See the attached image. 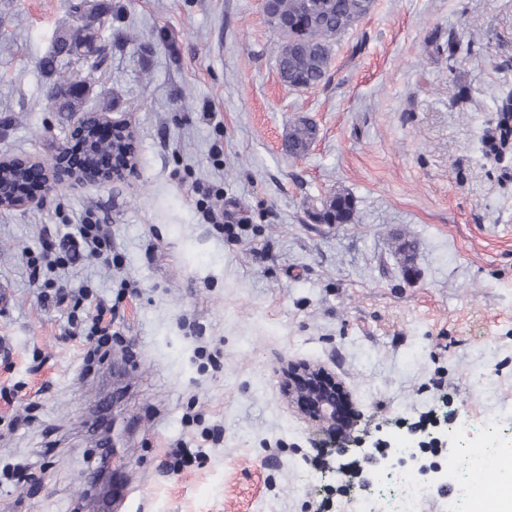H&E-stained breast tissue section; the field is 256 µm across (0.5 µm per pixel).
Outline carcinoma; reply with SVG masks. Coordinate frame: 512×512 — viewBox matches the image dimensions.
I'll list each match as a JSON object with an SVG mask.
<instances>
[{"instance_id": "1", "label": "carcinoma", "mask_w": 512, "mask_h": 512, "mask_svg": "<svg viewBox=\"0 0 512 512\" xmlns=\"http://www.w3.org/2000/svg\"><path fill=\"white\" fill-rule=\"evenodd\" d=\"M374 0H276L269 24L282 37L278 52L280 74L288 75L293 88L319 85L328 71L334 46L339 39L357 27L373 9ZM82 24L58 37L54 55L44 61V67L55 76L49 101L57 112H77L82 104L84 80L65 70L57 69V60H75L87 67V75L99 69V59L92 47L103 26L101 14L79 0L74 5ZM314 130L306 124L291 128L288 149L294 154L307 151ZM326 224H351L355 219L353 199L343 193L329 197L319 212Z\"/></svg>"}]
</instances>
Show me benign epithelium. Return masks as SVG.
Segmentation results:
<instances>
[{
  "mask_svg": "<svg viewBox=\"0 0 512 512\" xmlns=\"http://www.w3.org/2000/svg\"><path fill=\"white\" fill-rule=\"evenodd\" d=\"M111 130L112 157L103 162L94 156V139L101 128ZM40 173L45 193L61 184L95 183L108 185L124 182L137 174L136 138L131 121L125 117H109L101 112L77 113L69 140L56 146L51 160L44 162L31 157L0 158V209H14L42 202L39 197L18 193V186L6 175L27 179ZM283 385L288 399L300 405L301 412L311 421L327 428L334 436L347 439L349 423L344 421L341 398L342 386L330 380L324 369L307 364H291L284 371Z\"/></svg>",
  "mask_w": 512,
  "mask_h": 512,
  "instance_id": "obj_1",
  "label": "benign epithelium"
}]
</instances>
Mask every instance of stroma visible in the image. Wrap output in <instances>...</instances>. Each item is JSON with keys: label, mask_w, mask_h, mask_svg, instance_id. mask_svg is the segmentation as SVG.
I'll use <instances>...</instances> for the list:
<instances>
[{"label": "stroma", "mask_w": 512, "mask_h": 512, "mask_svg": "<svg viewBox=\"0 0 512 512\" xmlns=\"http://www.w3.org/2000/svg\"><path fill=\"white\" fill-rule=\"evenodd\" d=\"M73 0H0V156L50 159L72 116L42 62ZM104 63L83 108L125 116L139 171L0 211V512H347L398 424L512 407V151L483 141L512 95V0H376L321 84L285 86L260 0H97ZM460 46L448 52V37ZM315 126L289 156L295 123ZM246 217L237 237L187 194ZM342 192L351 224L315 218ZM94 215L120 265L54 275L114 301L86 369L26 251ZM325 366L359 418L335 443L277 369ZM203 462L179 474L177 443Z\"/></svg>", "instance_id": "35a3bbf8"}]
</instances>
